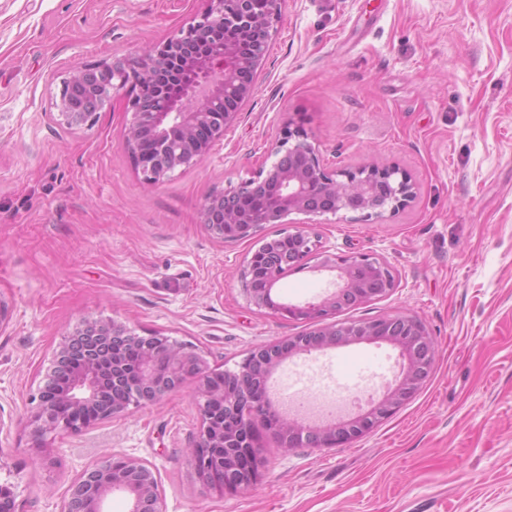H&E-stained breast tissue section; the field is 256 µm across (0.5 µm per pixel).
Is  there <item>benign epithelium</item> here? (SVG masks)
Listing matches in <instances>:
<instances>
[{
	"label": "benign epithelium",
	"instance_id": "benign-epithelium-1",
	"mask_svg": "<svg viewBox=\"0 0 512 512\" xmlns=\"http://www.w3.org/2000/svg\"><path fill=\"white\" fill-rule=\"evenodd\" d=\"M282 3L268 0L264 14L254 15L248 0H207L206 9L185 32L152 45L138 59L71 70L53 103L56 121L68 129L92 126L112 95L135 78L137 93L128 101L131 120L125 143L143 181L155 185L179 168L203 162L253 94L250 74L266 56ZM269 156L270 167L257 178L205 198L202 223L216 239L248 238L258 226L280 224L292 213L380 215L413 196L411 179L397 167L326 170L316 148L295 129L284 131ZM259 190L266 195L257 217L239 208L237 199ZM288 238L299 248L297 256L283 258L270 272L260 274L258 266L265 253L276 252V239L262 241L252 252L241 271L244 291L259 308H278L317 322L315 330L258 346L239 370L214 374L196 348L168 336H138L113 320L84 322L63 338L34 397L29 421L35 432H77L156 404L192 383L201 424L191 461L203 486L222 495L262 480L264 459L252 429L256 418L264 419L280 446L291 450L334 448L392 416L432 373L438 352L434 339L419 319L407 315L351 323L343 335L336 332V324L326 322L344 295L365 303L396 287L390 267L369 255L341 258L322 252L319 268L336 272V289L304 306L276 303L271 297L275 284L319 249V240L307 230L281 236ZM381 342L398 349L403 359L395 383L368 409L312 429L313 440H307L298 416L279 410L269 398L268 381L288 358ZM130 347L138 352L133 363L127 359ZM114 492L128 496V512H163L154 468L127 456L106 457L85 467L70 484L62 512H106L104 505Z\"/></svg>",
	"mask_w": 512,
	"mask_h": 512
}]
</instances>
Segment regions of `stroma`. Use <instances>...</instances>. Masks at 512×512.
I'll return each instance as SVG.
<instances>
[{"instance_id": "1", "label": "stroma", "mask_w": 512, "mask_h": 512, "mask_svg": "<svg viewBox=\"0 0 512 512\" xmlns=\"http://www.w3.org/2000/svg\"><path fill=\"white\" fill-rule=\"evenodd\" d=\"M205 0H0V485L17 512H61L81 470L106 457L155 467L164 512H512V0H284L254 92L199 165L146 187L125 144L131 88L90 127L52 117L66 72L138 58L177 36ZM331 170L396 166L403 207L289 215L222 242L201 222L212 191L256 178L285 129ZM306 229L339 257L367 254L396 277L385 297L339 312L422 321L439 354L393 416L336 448L282 451L255 420L266 473L210 493L190 448L193 386L78 433L48 434L37 461L32 397L64 336L113 320L197 347L235 370L262 344L315 325L285 313L331 291L318 255L259 308L240 272L259 243ZM390 345L286 360L269 381L285 402L314 369L339 406L357 383L392 378Z\"/></svg>"}]
</instances>
